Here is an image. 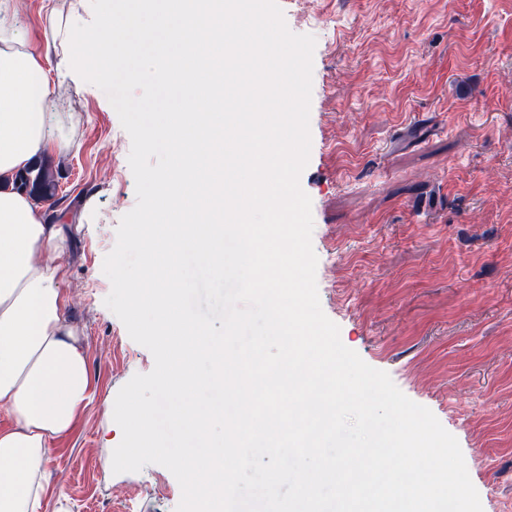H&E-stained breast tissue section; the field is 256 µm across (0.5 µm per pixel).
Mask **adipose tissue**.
Instances as JSON below:
<instances>
[{
  "mask_svg": "<svg viewBox=\"0 0 512 512\" xmlns=\"http://www.w3.org/2000/svg\"><path fill=\"white\" fill-rule=\"evenodd\" d=\"M21 0H0V512H72L68 499L48 500L51 450L67 438L92 402L95 389L88 351L70 314L76 296L64 289L65 226L45 202L16 192L12 180L37 158L66 151L70 142L56 131L61 101L43 63L18 26ZM170 22L168 42L158 44L162 65L170 47L181 57L179 73L207 81L226 70L238 110L225 112L205 96L186 101L183 112L159 137L176 150L166 175L150 173L159 225L138 245L155 266L139 288L132 315L150 311L153 328L167 344L160 385L181 394L199 386L197 363L217 361L205 334L179 300L168 253L191 246L215 270H222L227 230L238 233V266L251 271L266 296L267 313L287 344L278 372L226 365L233 381V418L254 425L259 395L271 396L263 431L283 423L294 447L307 451L330 426L340 396L352 384L343 361L322 329L309 318L301 292L303 253L292 226L299 206L292 179L295 144L285 138L276 105L288 87L271 80L284 62L272 50L246 52L239 34L249 15L243 0H163ZM45 50L62 54L72 75L90 69L108 78L112 52L140 56L149 31L137 15L97 27L80 25L76 13L49 12ZM266 221L254 223L256 210ZM295 393L287 408L275 396ZM237 429L225 437L226 450L199 459L194 483L205 494L198 512H217L224 473L236 463Z\"/></svg>",
  "mask_w": 512,
  "mask_h": 512,
  "instance_id": "1",
  "label": "adipose tissue"
}]
</instances>
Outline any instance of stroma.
I'll return each mask as SVG.
<instances>
[{"instance_id": "obj_1", "label": "stroma", "mask_w": 512, "mask_h": 512, "mask_svg": "<svg viewBox=\"0 0 512 512\" xmlns=\"http://www.w3.org/2000/svg\"><path fill=\"white\" fill-rule=\"evenodd\" d=\"M288 28L316 40L309 162L316 281L343 344L387 372L456 437L483 512H512V0H279ZM46 68L65 94L52 156L57 209L94 221L73 231L63 285L96 394L51 451L73 512H175L163 466L108 475L105 443L126 448L111 399L154 358L104 304L105 256L136 204L131 139L106 94ZM183 304L225 362L277 365L285 345L233 247L213 275L192 250L173 258Z\"/></svg>"}]
</instances>
